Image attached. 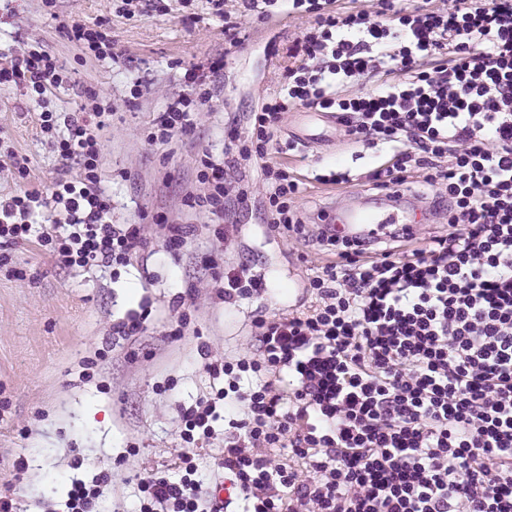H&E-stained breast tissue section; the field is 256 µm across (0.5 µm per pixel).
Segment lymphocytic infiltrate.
Here are the masks:
<instances>
[{"label":"lymphocytic infiltrate","instance_id":"f902f5d3","mask_svg":"<svg viewBox=\"0 0 512 512\" xmlns=\"http://www.w3.org/2000/svg\"><path fill=\"white\" fill-rule=\"evenodd\" d=\"M208 2L232 47L242 20H311L247 130L225 127L223 156H197L202 191L185 203L210 214L217 250L235 240L228 206L251 202L235 171L252 158L265 173L270 230L304 237L301 181L269 160L285 113L298 108L334 114L352 140L388 145L387 164L368 176L373 189L420 172L448 224L418 245L394 224L383 248L328 239L332 259L309 275L305 302L258 316L252 355L209 363L224 385L179 407L189 447L180 476L141 478L137 512H219L193 451L211 439L220 406L228 429L218 466L241 512H512V0H448L441 11L378 0L371 15L336 0H237L234 15L224 0ZM61 32L99 60L124 55L102 25L65 23ZM222 66L185 67L187 91L152 120L148 145L193 130L213 97L206 75ZM367 78L377 86L342 93ZM70 83L37 42L0 67V89H23L40 106L59 164L78 168L35 185L28 162L7 147L23 186L0 200V251L33 241L59 266L126 268L148 240L141 225L113 223L101 186L100 133L112 105L83 89L76 111L49 110L47 91ZM45 209L58 220L36 225ZM269 291L243 261L215 294L231 307Z\"/></svg>","mask_w":512,"mask_h":512}]
</instances>
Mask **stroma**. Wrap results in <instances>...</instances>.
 I'll use <instances>...</instances> for the list:
<instances>
[{"label": "stroma", "mask_w": 512, "mask_h": 512, "mask_svg": "<svg viewBox=\"0 0 512 512\" xmlns=\"http://www.w3.org/2000/svg\"><path fill=\"white\" fill-rule=\"evenodd\" d=\"M165 10L127 19L112 0H0V65L10 61L19 41L41 42L72 72L78 85L110 100L114 114L104 130V184L112 195V218L139 224L149 241L131 273L56 268L36 243L16 245L0 268V493L15 512H66L72 481L108 476L98 512H135L136 484L154 470L177 475L184 445L177 405L208 398L224 382L209 376L210 359H236L251 350L252 321L261 313L291 312L289 285H303L311 268L331 256L315 242L317 215L370 195L364 174L387 159L382 144L354 142L337 124L316 121L313 110L287 112L278 134L297 151L273 154L305 179L296 205L308 224V240L267 231L259 164L243 162L238 175L253 201L237 213L238 237L223 255L224 267L253 259L273 290L227 308L213 292L215 272L203 264L213 250L208 213L184 206L196 187L199 151L224 148V126H247L249 115L284 80L288 47L304 32L300 16L262 23L245 20L246 38L237 48L224 42V23L207 0H163ZM64 22L105 23L128 63L117 66L83 56L60 31ZM223 58L214 76V97L196 117L193 131L161 146L148 145L144 131L184 86L183 66ZM148 83L132 98L134 82ZM38 107L22 89L0 90V130L32 161L36 182L49 183L58 161L34 118ZM349 172L350 182L324 185L311 173ZM191 230L179 255L164 246L166 231L157 215ZM196 287L182 335L166 330L177 298ZM148 300L150 315L140 335H113L112 323Z\"/></svg>", "instance_id": "35a3bbf8"}]
</instances>
